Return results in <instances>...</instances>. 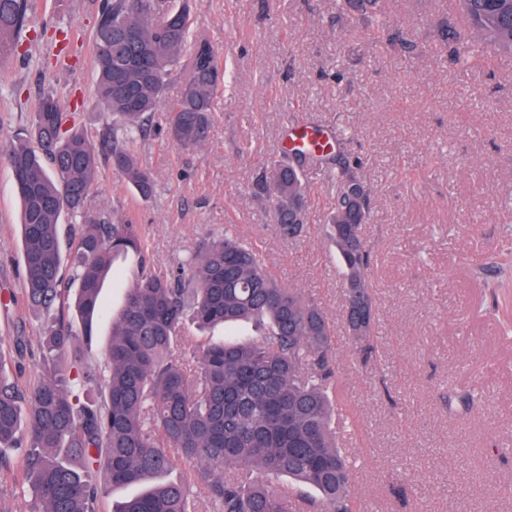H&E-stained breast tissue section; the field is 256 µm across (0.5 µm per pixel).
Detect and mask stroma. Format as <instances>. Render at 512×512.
Returning a JSON list of instances; mask_svg holds the SVG:
<instances>
[{"mask_svg": "<svg viewBox=\"0 0 512 512\" xmlns=\"http://www.w3.org/2000/svg\"><path fill=\"white\" fill-rule=\"evenodd\" d=\"M341 0H191L195 31L213 44L228 90L214 101L207 141H168L166 110L139 144L155 179L141 199L100 159L87 209L113 221L134 215L149 267L234 225L265 264L322 309L335 331L342 397L354 413L342 445L357 461L356 512H512V335L491 314L493 255L512 261V54L453 62L440 27L469 34L449 0H379L370 24ZM99 0H33L16 51L0 57V148L27 128L52 92L76 125L96 135L110 116L97 103L91 62ZM75 39L65 40L64 31ZM341 138L338 154L362 161L373 212L362 236L372 251L375 350L354 360L344 318V270L324 224L334 203L321 168L304 163L307 226L281 239L257 174L288 128ZM20 201L0 161V338L23 337L14 365L41 375L39 323L23 288ZM133 281L129 265L107 278L106 312L81 342L103 361L110 316ZM19 450L0 452V512H31L17 492Z\"/></svg>", "mask_w": 512, "mask_h": 512, "instance_id": "35a3bbf8", "label": "stroma"}]
</instances>
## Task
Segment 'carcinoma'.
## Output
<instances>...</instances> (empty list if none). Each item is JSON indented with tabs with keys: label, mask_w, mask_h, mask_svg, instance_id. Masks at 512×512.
<instances>
[{
	"label": "carcinoma",
	"mask_w": 512,
	"mask_h": 512,
	"mask_svg": "<svg viewBox=\"0 0 512 512\" xmlns=\"http://www.w3.org/2000/svg\"><path fill=\"white\" fill-rule=\"evenodd\" d=\"M475 33L512 50V0H455ZM377 0H345L366 19ZM29 0H0V56L16 48ZM211 44L195 34L186 7L170 0H101L93 39L99 102L112 125L97 136L70 125L45 94L24 137L0 159L10 167L21 202L23 295L41 320L42 376L27 384L4 371L0 350V448L24 444L21 494L32 512H98L108 487L153 482L112 512H198L188 482L167 475L181 461L204 488L210 512H301L280 488L288 478L316 491L317 512H350L355 467L339 447V376L332 327L323 312L283 283L238 232L203 241L168 275L152 272L140 226L89 213L84 200L108 154L140 198H151L153 174L138 144L164 102L167 80L183 75L180 97L168 105V139L184 149L202 145L212 101ZM271 161L258 182L273 204L278 235L303 230L312 194L293 161L325 167L337 187L327 220L345 270V310L356 340L376 317L370 253L362 226L370 219L369 190L359 158L298 150ZM135 266L104 364L69 353L92 336L104 280L117 263ZM200 329L257 322V335L232 333L194 353L196 369L174 349Z\"/></svg>",
	"instance_id": "obj_1"
}]
</instances>
